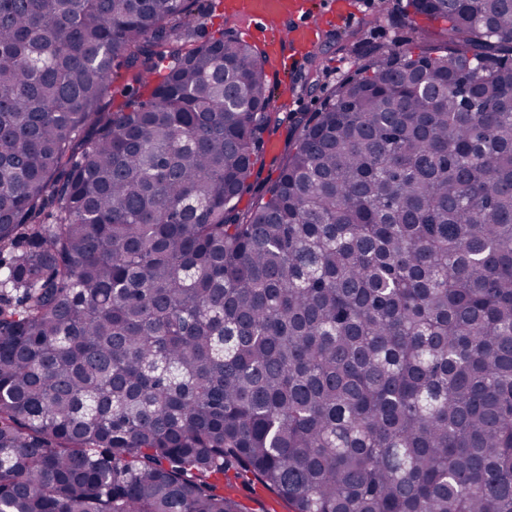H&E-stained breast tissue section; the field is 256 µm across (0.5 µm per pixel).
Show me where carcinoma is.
Wrapping results in <instances>:
<instances>
[{"label": "carcinoma", "instance_id": "obj_1", "mask_svg": "<svg viewBox=\"0 0 512 512\" xmlns=\"http://www.w3.org/2000/svg\"><path fill=\"white\" fill-rule=\"evenodd\" d=\"M196 2L0 0V512H512V0L388 12L245 210ZM224 494L240 501L248 512H290L286 502L255 480H233L232 487L224 481Z\"/></svg>", "mask_w": 512, "mask_h": 512}]
</instances>
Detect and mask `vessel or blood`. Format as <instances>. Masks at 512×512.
I'll use <instances>...</instances> for the list:
<instances>
[{
    "label": "vessel or blood",
    "instance_id": "vessel-or-blood-1",
    "mask_svg": "<svg viewBox=\"0 0 512 512\" xmlns=\"http://www.w3.org/2000/svg\"><path fill=\"white\" fill-rule=\"evenodd\" d=\"M233 6L241 17L272 29L269 54L286 47L307 48L316 41L319 23L310 16L308 0H234Z\"/></svg>",
    "mask_w": 512,
    "mask_h": 512
}]
</instances>
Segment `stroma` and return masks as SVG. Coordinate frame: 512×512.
<instances>
[{"mask_svg":"<svg viewBox=\"0 0 512 512\" xmlns=\"http://www.w3.org/2000/svg\"><path fill=\"white\" fill-rule=\"evenodd\" d=\"M382 10L381 0L370 6L364 0H352V20L325 24L316 47L307 57L298 59L293 68L275 63L266 66L267 81L274 93L271 109L279 113L280 120L265 136L267 148L252 177L255 185H263L278 175L293 128L287 119L289 113L319 111L323 90L353 77L367 49L408 37V29L390 21L370 24V17ZM227 493L240 501L247 512H289L286 502L254 480H236Z\"/></svg>","mask_w":512,"mask_h":512,"instance_id":"1","label":"stroma"}]
</instances>
